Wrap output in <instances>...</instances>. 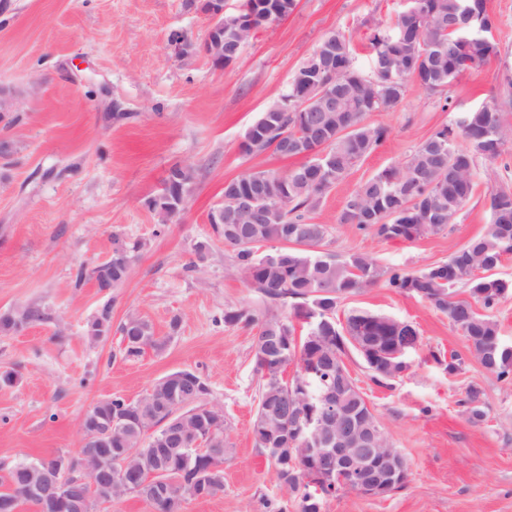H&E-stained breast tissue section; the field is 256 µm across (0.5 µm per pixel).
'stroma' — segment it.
<instances>
[{"mask_svg": "<svg viewBox=\"0 0 512 512\" xmlns=\"http://www.w3.org/2000/svg\"><path fill=\"white\" fill-rule=\"evenodd\" d=\"M409 5L297 0L288 16L250 36L235 63L218 69L201 54L182 60L170 45L174 32L196 44L206 35L207 18L185 0H0V91L12 103L0 138L16 146L14 155L0 157V311L39 303L51 312L44 323L0 335V370L18 375L14 386L0 388V468L76 455L78 422L92 405L112 396L137 399L156 379L188 368L206 382L208 402L223 410L231 451L223 494L188 499L182 512H259L263 497L281 496L252 433L257 329L220 320L228 306L262 313L267 305L231 268L208 214L222 202L225 182L294 167V159L247 155L240 145L320 41L345 32L356 67L369 72L373 28L392 24ZM487 6L499 56L463 73L443 97L408 81L396 111L369 115L385 129L383 142L311 215L327 227L323 250L418 271L484 231L491 191L512 188V141L496 161L480 162L474 195L441 234L387 242L338 216L368 178L403 163L459 113L496 105L512 126V0ZM177 164L193 165L199 175L187 209L162 229L145 202ZM116 234L145 244L127 281L108 293L91 282L74 287L77 269L103 262ZM202 238L212 252L186 271ZM106 304L113 323L130 313L149 320L169 337L167 348L126 359L119 333L89 341L86 325ZM351 309L410 321L422 337L411 369L388 388L371 381L357 356L347 360L410 477L383 498L338 493L322 512H512V382L472 360L448 373L443 359L466 353L467 343L445 314L415 297L380 283L341 302L336 314ZM472 385L488 415L481 424L459 404Z\"/></svg>", "mask_w": 512, "mask_h": 512, "instance_id": "35a3bbf8", "label": "stroma"}]
</instances>
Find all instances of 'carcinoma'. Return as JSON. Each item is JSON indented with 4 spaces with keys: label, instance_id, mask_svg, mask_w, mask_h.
<instances>
[{
    "label": "carcinoma",
    "instance_id": "carcinoma-1",
    "mask_svg": "<svg viewBox=\"0 0 512 512\" xmlns=\"http://www.w3.org/2000/svg\"><path fill=\"white\" fill-rule=\"evenodd\" d=\"M296 0L263 3L255 13L254 24L267 19V13L284 18L293 11ZM493 28L486 0H411V5L387 27H376L370 39L374 55L372 73L365 74L354 65L351 39L342 31L329 34L336 43V71L317 74L319 85H336V97L342 99L343 112H325L315 101L304 105L290 81L286 94L289 110L280 111L283 99L271 103L254 124L260 127V140L241 143L247 155H258L282 137L323 145V157H313L286 171L247 172L224 184V215L228 224H214L212 230L224 241L235 270L254 288L270 312L257 314L247 309L227 307L222 319L226 325L255 326L252 349L254 374L258 377V399L252 432L259 450L279 449L274 469L280 488L286 490L296 512H322L309 500L304 479L310 467L299 458L302 442L295 424L324 410L322 396L342 374L349 373L345 359L354 351L363 361L371 380L377 385L403 376L401 368L386 359L389 347L407 344L415 353L422 338L417 327L406 320L389 318L369 311L352 309L345 324L336 322L339 303L378 283L396 293L407 294L429 304L448 316L449 323L463 333L467 355H450L448 372L456 373L465 361H476L501 381H512V344L500 336L492 310L512 296V280L496 276L504 257L512 254V190L490 193V222L483 233L472 237L447 260L418 272L381 267L361 253L337 255L322 251L327 235L323 224L311 222L309 213L319 207L326 194L364 157L383 141L385 130L366 121L371 112L393 111L406 94V79L415 80L425 90L442 94L462 73L487 63L497 55L498 46L485 41L479 31ZM512 138L495 107L482 106L460 113L455 127L443 126L423 140L399 167L384 169L369 179L348 199L338 216L341 224H353L370 231L384 241H414L444 232L451 220L471 199L475 188L478 161L493 162ZM196 168L176 165L169 171L160 193L148 198L146 207L158 218L163 229L175 215L173 208L188 201ZM264 180L276 185L277 201L267 207L261 219L235 209V200L255 190ZM125 262L112 255V262L95 265L91 271L79 267L74 287L90 280L96 286L110 281L118 288L127 280L137 254L145 247L140 240H123ZM275 247L264 253L266 244ZM467 288L471 300L453 299L454 290ZM289 310L286 316L274 311ZM50 319V310L42 304H27L0 313V335L17 334L23 329ZM301 323L296 333L294 322ZM112 329V307L106 304L90 320L86 336L98 340L100 326ZM124 357L141 356L145 350H164L168 336L156 334L145 318L129 314L119 327ZM359 336H383L379 351L364 353L356 347ZM313 368L307 376L296 372L287 379L288 366ZM184 382L170 387L166 377L154 381L141 399L129 401L114 396L96 403L104 418L126 419L124 427L112 431V459L134 451L124 482L115 494L141 497L135 488L162 471L166 480L165 496L151 503L154 512H179V504L197 498L201 492L213 497L224 491V472L210 473L215 461H224L230 452L229 436L214 447L218 457L196 450V440L205 436L214 421L215 407L207 402L209 388L201 375L182 370ZM157 408L155 416L134 423L140 400ZM469 420L481 424L487 412L480 390L471 385L463 400ZM337 411L352 422L371 413V407L355 381L347 383ZM187 433L179 444L164 439L173 422ZM34 461H20L0 474V501L9 496V483H24L35 477Z\"/></svg>",
    "mask_w": 512,
    "mask_h": 512
}]
</instances>
